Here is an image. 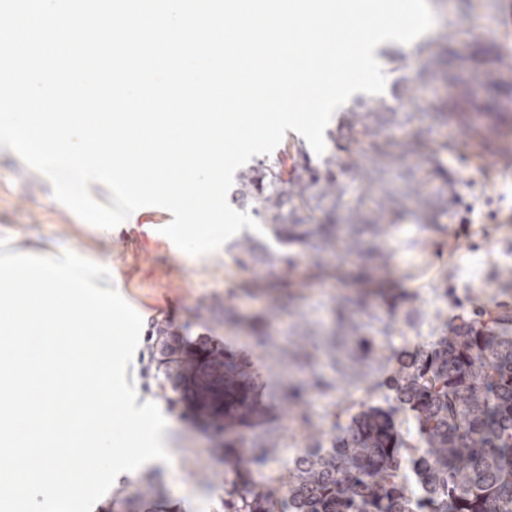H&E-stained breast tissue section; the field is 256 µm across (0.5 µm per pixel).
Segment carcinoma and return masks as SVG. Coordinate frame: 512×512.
I'll list each match as a JSON object with an SVG mask.
<instances>
[{"label":"carcinoma","mask_w":512,"mask_h":512,"mask_svg":"<svg viewBox=\"0 0 512 512\" xmlns=\"http://www.w3.org/2000/svg\"><path fill=\"white\" fill-rule=\"evenodd\" d=\"M456 37L453 24L441 40L419 44L422 68L395 80L390 97L356 101L327 133L334 150L319 163L293 142L282 156L236 174L234 202L287 247L273 252L246 236L234 249L241 268L268 276L269 305L250 329L280 378L288 433L301 438L294 458L283 459L280 433H243L267 415L247 361L209 340L181 345L168 324L154 326L162 397L176 405L182 384H190L192 409L224 433L196 463L203 479L215 464L229 467L224 512H512V310L481 304L402 357L392 341L396 322L418 336L426 323L417 295L393 287L399 235L408 224L445 233L457 193L447 164L455 145L411 109L421 88L454 86L431 108L436 122L469 131L474 162L490 148L512 153V123L495 106L486 107L492 127L472 118L476 103L463 78L471 57L453 54ZM477 53L494 59L491 83L512 88V60L493 45ZM359 139L364 147L351 148ZM301 263L310 270L306 280L294 276ZM323 279L352 280L359 288L334 298L330 323L298 311L288 338L274 341L279 311ZM341 386L368 398L337 403L336 436L327 440L313 400ZM381 390L383 403H373ZM163 501L148 474L113 495L106 512H140Z\"/></svg>","instance_id":"obj_1"}]
</instances>
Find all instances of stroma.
I'll return each mask as SVG.
<instances>
[{
  "label": "stroma",
  "mask_w": 512,
  "mask_h": 512,
  "mask_svg": "<svg viewBox=\"0 0 512 512\" xmlns=\"http://www.w3.org/2000/svg\"><path fill=\"white\" fill-rule=\"evenodd\" d=\"M436 16L429 38L446 34L455 22L459 36L455 49L466 55L474 37L491 36L503 51L512 53V0H428ZM439 135L458 144L448 154V169L459 181L458 199L447 219L448 233L440 237V257L431 261L423 276L406 280L402 271L412 261L410 252L394 257V283L419 293L425 313H433L440 300L436 286L448 287V318L456 320L471 301H493L512 307V286L502 275L512 269V158L488 153L484 167L471 162L460 142L466 134L456 125L442 126ZM467 223H460V216ZM165 214L147 215L145 223L123 224L112 237L102 240L84 225L74 222L40 193L34 181L14 169L0 167V238L14 232L36 241L43 250L66 244L90 255L111 257L122 282L125 299L143 319L140 344L126 371L140 401L158 403L170 423L172 459L160 476L167 497L182 512H220L224 499V467L216 465L212 479L195 474L191 452L208 447L214 432L193 419L184 405L161 402L150 362L151 333L156 323L166 322L186 340L206 337L232 352L248 356L259 383H267V361L246 329L225 325L224 303L232 301L242 317L260 312L265 304L261 292L245 291L243 283L251 272L233 261V245L225 243L224 258L218 262L185 256L161 229Z\"/></svg>",
  "instance_id": "35a3bbf8"
}]
</instances>
